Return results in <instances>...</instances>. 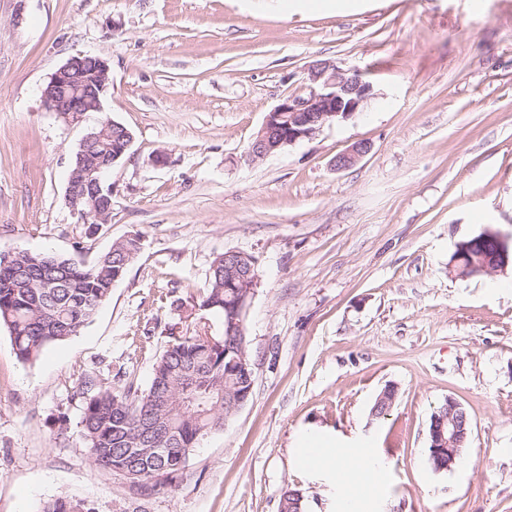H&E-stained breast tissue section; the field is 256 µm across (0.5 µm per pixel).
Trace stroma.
Here are the masks:
<instances>
[{"mask_svg": "<svg viewBox=\"0 0 512 512\" xmlns=\"http://www.w3.org/2000/svg\"><path fill=\"white\" fill-rule=\"evenodd\" d=\"M76 55L106 58L112 88L70 125L41 89ZM316 60L363 74L368 107L249 161ZM107 119L133 140L96 230L63 195ZM360 142L369 153L336 169ZM488 228L512 245V0H0V250L90 264L141 243L93 321L38 359L19 360L0 327V512L61 495L89 512H280L288 488L305 512H342L335 472L298 456L306 442L386 460L352 486L353 512H512V270L448 272L457 243ZM227 250L258 260L252 395L181 479L141 498L92 465L75 386L113 364L147 389ZM389 385L394 404L372 417ZM449 398L471 433L437 471L428 428Z\"/></svg>", "mask_w": 512, "mask_h": 512, "instance_id": "35a3bbf8", "label": "stroma"}]
</instances>
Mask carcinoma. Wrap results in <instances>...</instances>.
Masks as SVG:
<instances>
[{
    "instance_id": "carcinoma-1",
    "label": "carcinoma",
    "mask_w": 512,
    "mask_h": 512,
    "mask_svg": "<svg viewBox=\"0 0 512 512\" xmlns=\"http://www.w3.org/2000/svg\"><path fill=\"white\" fill-rule=\"evenodd\" d=\"M101 139L86 152L107 156L120 150L127 137L122 127H99ZM140 249L139 237L116 241L92 264L54 253L0 251V324L23 362L37 359L56 342L76 335L89 324L110 296ZM256 264L242 251L218 254L209 270L207 287L191 295V309L212 311L228 319L242 289L224 280V268ZM228 336L197 332L178 334L170 328L166 348L156 359L149 387L138 391L133 382L120 383L124 367L113 377L86 374L78 384L83 400L82 437L94 466L104 473L127 476L149 496L183 476L190 453L204 436L224 428V386L245 383L244 375L229 377L224 364ZM40 512H87L65 496L45 501Z\"/></svg>"
}]
</instances>
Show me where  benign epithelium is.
I'll use <instances>...</instances> for the list:
<instances>
[{
	"instance_id": "1",
	"label": "benign epithelium",
	"mask_w": 512,
	"mask_h": 512,
	"mask_svg": "<svg viewBox=\"0 0 512 512\" xmlns=\"http://www.w3.org/2000/svg\"><path fill=\"white\" fill-rule=\"evenodd\" d=\"M87 56L70 57L50 77L49 84L42 90L44 106L57 112L69 124L82 120L84 113L101 110L110 85V66L106 59L95 57L96 75L94 80L85 79L84 65ZM309 91L305 95H294L283 99L268 114L263 126L248 148L247 156L255 161L263 159L286 145L310 139L323 127L346 120L368 106L373 96V87L361 73L341 69L329 60H319L307 68ZM58 86L69 88V93L59 97L54 94ZM96 139L88 133L82 140L78 153L79 166L65 191L68 208L81 216L83 223L107 224L112 215V182L108 174L112 171V160L98 161L84 153L85 146ZM370 150V145L360 142L333 160L336 169L354 166ZM499 259L491 262L482 260L465 247H459L448 264V272L461 276L489 274L506 269L509 263L508 244L499 234H493ZM227 276L240 282L243 297L238 300L237 310L230 318V330L242 329L243 316L258 282L254 268L246 271L231 268ZM232 356L244 370L249 388L226 398L224 406L229 415H234L249 400L252 392L253 371L246 361L244 344L236 343L224 349V356ZM470 433V420L466 411L454 399L446 400L439 417L428 431L429 448L435 456L448 458L452 466L464 447Z\"/></svg>"
}]
</instances>
